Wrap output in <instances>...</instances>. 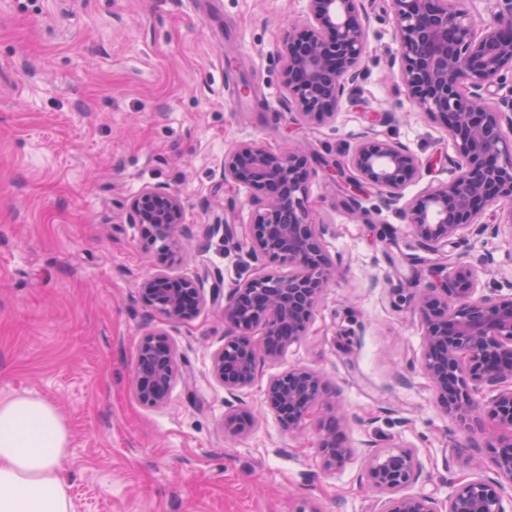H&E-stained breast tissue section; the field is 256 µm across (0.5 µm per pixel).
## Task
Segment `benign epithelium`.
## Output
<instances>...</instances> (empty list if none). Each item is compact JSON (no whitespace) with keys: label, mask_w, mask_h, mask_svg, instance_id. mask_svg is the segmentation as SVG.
I'll list each match as a JSON object with an SVG mask.
<instances>
[{"label":"benign epithelium","mask_w":512,"mask_h":512,"mask_svg":"<svg viewBox=\"0 0 512 512\" xmlns=\"http://www.w3.org/2000/svg\"><path fill=\"white\" fill-rule=\"evenodd\" d=\"M303 21L288 23L279 45L288 107L307 123L330 122L342 102L367 77L365 49L370 15L363 0H306ZM490 18L476 21L465 0H390L399 48L390 68L413 106L443 125L458 160L445 181L404 199L406 187L422 178V162L408 147L365 131L348 146L344 159L328 160L291 145L273 151L259 142L241 143L224 153L227 185L246 187L250 223L222 219L210 232L241 235L255 261L288 265L278 279L262 271L235 285L227 295L202 278L171 275L161 266L139 283L140 298L168 321L195 319L207 302L224 299L226 341L211 356V375L234 394L250 387L261 360L276 359L307 335L316 303L340 273L324 248L328 225L311 217L309 186L319 176L349 187L351 214L367 219L358 197L375 189L388 204L403 202L401 218L419 245L439 252L492 225L512 239V0H489ZM128 223L146 241L160 243L170 261L181 257L190 235L181 194L147 185L125 205ZM478 270L458 262L452 274L439 273L418 289L414 304L424 324L423 366L439 405L464 425L483 412L508 436L498 439L492 462L512 477V293H478ZM260 337H255V331ZM178 351L162 329L141 341L132 391L144 405L167 402L177 371ZM488 391L481 402L476 395ZM326 392L323 377L302 366L269 380L265 403L281 427L297 429ZM225 425L247 433L253 419L228 409ZM328 466L341 465L349 449L336 443L330 428L320 440ZM371 486L385 496L382 512H505L492 482L474 477L458 486L446 503L428 495H401L421 469L409 449L376 450L369 455Z\"/></svg>","instance_id":"1"}]
</instances>
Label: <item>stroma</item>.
<instances>
[{
	"label": "stroma",
	"mask_w": 512,
	"mask_h": 512,
	"mask_svg": "<svg viewBox=\"0 0 512 512\" xmlns=\"http://www.w3.org/2000/svg\"><path fill=\"white\" fill-rule=\"evenodd\" d=\"M366 7V80L334 121L307 124L288 114L278 56L280 31L303 18L306 0H0V399L32 395L61 413L74 512H380L370 448L411 449L421 476L408 493L441 502L474 476L470 456L496 477L487 445L502 429L486 418L460 426L422 364V317L409 297L444 255L422 249L376 192L362 200L368 226L350 217L335 182L311 184V211L330 227L325 246L341 274L308 335L261 362L257 382L238 392L237 409L254 419L247 434H226L228 395L211 376L222 303L171 322L138 295L162 259L124 204L152 184L180 192L191 228L172 275L205 271L230 289L254 273L244 245L204 235L216 217L251 218L249 190L221 176L238 144L303 143L336 158L370 126L426 163L406 196L447 180L450 140L388 66L398 51L388 2ZM386 110L393 121L368 124L366 113ZM448 254L480 266V292L512 286L506 233L487 229ZM157 327L178 349V377L166 404L149 407L131 380ZM296 366L323 375L328 392L291 433L264 389ZM339 414L351 453L328 468L320 438Z\"/></svg>",
	"instance_id": "35a3bbf8"
}]
</instances>
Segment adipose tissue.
Instances as JSON below:
<instances>
[{"label": "adipose tissue", "mask_w": 512, "mask_h": 512, "mask_svg": "<svg viewBox=\"0 0 512 512\" xmlns=\"http://www.w3.org/2000/svg\"><path fill=\"white\" fill-rule=\"evenodd\" d=\"M69 446L55 406L30 395L0 400V512H73L61 476Z\"/></svg>", "instance_id": "obj_1"}]
</instances>
